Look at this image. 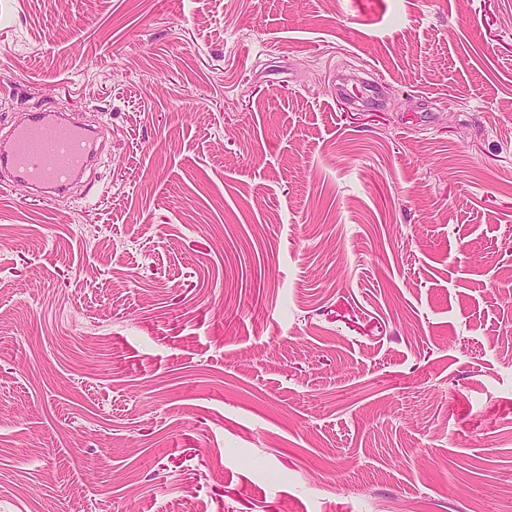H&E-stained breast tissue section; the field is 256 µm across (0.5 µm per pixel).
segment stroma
<instances>
[{"instance_id":"stroma-1","label":"stroma","mask_w":512,"mask_h":512,"mask_svg":"<svg viewBox=\"0 0 512 512\" xmlns=\"http://www.w3.org/2000/svg\"><path fill=\"white\" fill-rule=\"evenodd\" d=\"M53 107L106 158L0 185V512H512V0H0Z\"/></svg>"}]
</instances>
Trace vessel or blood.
<instances>
[{
  "mask_svg": "<svg viewBox=\"0 0 512 512\" xmlns=\"http://www.w3.org/2000/svg\"><path fill=\"white\" fill-rule=\"evenodd\" d=\"M93 145L92 130L57 111L23 113L0 137V171L13 184L47 197L66 189L71 175L87 166Z\"/></svg>",
  "mask_w": 512,
  "mask_h": 512,
  "instance_id": "obj_1",
  "label": "vessel or blood"
}]
</instances>
